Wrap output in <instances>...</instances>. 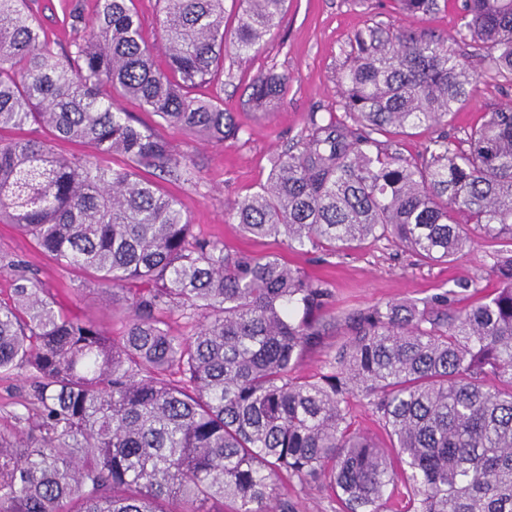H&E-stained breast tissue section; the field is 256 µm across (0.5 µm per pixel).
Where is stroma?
<instances>
[{
  "mask_svg": "<svg viewBox=\"0 0 512 512\" xmlns=\"http://www.w3.org/2000/svg\"><path fill=\"white\" fill-rule=\"evenodd\" d=\"M29 10L40 21L54 49L68 47L76 32L72 14L90 19L96 0H29ZM457 0H441L438 9L419 17L400 15L393 0H288L279 27L262 49L251 56L224 57V75L218 82L196 88L194 97L220 99L241 129L238 140L207 143L185 129L159 122L132 98L119 106L130 121L152 128L194 169L193 181H176L155 175L161 191L177 197L198 237L223 243L230 251L252 255H277L310 277L326 282L335 296L337 314L363 310L377 304L403 300L429 301L454 291L460 305L475 301L497 285L486 263L487 242L471 238L454 262L419 263L415 256L387 242H369L363 248L332 253L296 252L283 239L244 235L227 216L230 202L257 192L265 182L273 156L295 142L310 113L325 116L335 111L341 87L337 74L356 30L374 23H394L447 40L478 66L471 49L460 41ZM274 71L288 77L282 105L271 112L254 111L248 104L256 78ZM512 103V87L492 75H483L473 100L457 113L446 131L460 137L478 122L483 112ZM21 261L33 270L56 300L76 315H93L113 334H120L119 312L100 300L94 283L62 267L36 248L14 225L0 224V259ZM32 389L24 375L0 377V430L13 428L14 412L29 400ZM278 499L291 512H340L320 485H304L290 479L279 483Z\"/></svg>",
  "mask_w": 512,
  "mask_h": 512,
  "instance_id": "35a3bbf8",
  "label": "stroma"
}]
</instances>
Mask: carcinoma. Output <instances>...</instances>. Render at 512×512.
Wrapping results in <instances>:
<instances>
[{
	"mask_svg": "<svg viewBox=\"0 0 512 512\" xmlns=\"http://www.w3.org/2000/svg\"><path fill=\"white\" fill-rule=\"evenodd\" d=\"M132 0H98L62 51L27 0H0V223L15 224L62 266L125 309L114 337L62 307L17 262L0 301V376L21 370L33 397L0 433V512H288L285 478L320 482L343 512H382L403 482L407 512H512V105L462 138L431 136L418 158L379 137L448 124L482 74L447 41L366 26L339 73L338 114H310L256 193L227 214L290 248L385 241L447 263L478 235L498 288L461 310L375 305L344 316L348 333L312 376L303 351L336 322L327 286L276 255L231 254L196 239L180 201L138 175L186 180L163 139L123 118L120 97L211 143L239 138L224 104L192 96L224 54L258 52L288 0H242L234 36L224 0H158L164 64ZM438 0H396L417 16ZM460 40L512 86V0H461ZM288 76L269 72L249 104L269 111ZM37 125L86 144L84 158L3 131ZM119 155L126 165L101 164ZM188 331L176 335L173 321ZM368 401L403 463L352 421Z\"/></svg>",
	"mask_w": 512,
	"mask_h": 512,
	"instance_id": "cac0c4a2",
	"label": "carcinoma"
}]
</instances>
